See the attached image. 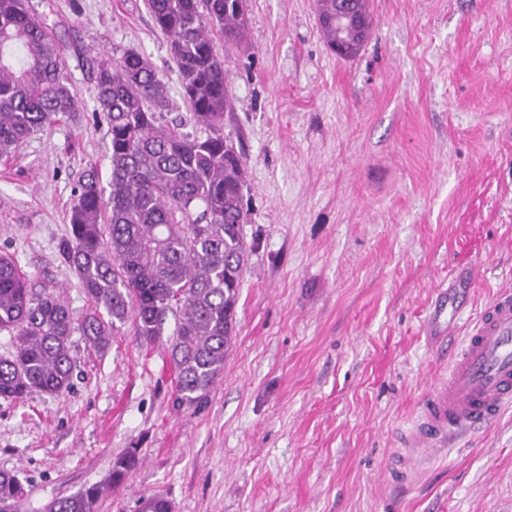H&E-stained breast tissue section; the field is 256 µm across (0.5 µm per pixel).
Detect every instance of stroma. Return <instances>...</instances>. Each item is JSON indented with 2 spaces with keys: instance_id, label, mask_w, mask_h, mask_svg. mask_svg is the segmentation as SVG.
<instances>
[{
  "instance_id": "obj_1",
  "label": "stroma",
  "mask_w": 512,
  "mask_h": 512,
  "mask_svg": "<svg viewBox=\"0 0 512 512\" xmlns=\"http://www.w3.org/2000/svg\"><path fill=\"white\" fill-rule=\"evenodd\" d=\"M80 104L0 157V254L83 316L93 304L58 247L86 170L109 174L93 66L134 50L163 76L162 124L199 134L169 41L144 0H32ZM247 41L219 44L245 163L251 248L224 372L175 400L174 318L152 342L134 320L105 350L71 337L72 386L0 399V472L18 512L140 464L97 512H512V411L420 460L385 465L421 396L483 307L512 285V0H371L356 57L336 56L316 0H248ZM483 276L427 331L436 285ZM139 460L137 450L134 448H131L125 454L116 457L112 463L110 487L121 485L128 473L138 466ZM25 493L26 489L16 474L0 472V512H12L15 503Z\"/></svg>"
}]
</instances>
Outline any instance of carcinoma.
I'll return each instance as SVG.
<instances>
[{
  "label": "carcinoma",
  "instance_id": "1",
  "mask_svg": "<svg viewBox=\"0 0 512 512\" xmlns=\"http://www.w3.org/2000/svg\"><path fill=\"white\" fill-rule=\"evenodd\" d=\"M246 0H146L170 41L184 100L204 135L160 123L166 83L142 54L102 59L93 71L97 111L110 133V174L91 170L60 242L64 262L95 310L76 320L52 293L30 288L16 260L0 254V333L14 351L0 354V399L33 393L59 396L71 387V336L106 348L117 324L133 318L137 335L153 341L166 315L179 311L171 357L180 404L203 399L224 372L235 333L236 307L249 257L244 234L245 161L224 133L231 92L224 41L246 40ZM331 47L355 56L357 26L336 27V0H317ZM72 91L46 15L30 0H0V155L61 116H75ZM107 315H102L99 308ZM139 464L132 448L112 463L110 485H121ZM104 488L94 484L55 499L48 512H94ZM26 493L20 478L0 472V512H13Z\"/></svg>",
  "mask_w": 512,
  "mask_h": 512
}]
</instances>
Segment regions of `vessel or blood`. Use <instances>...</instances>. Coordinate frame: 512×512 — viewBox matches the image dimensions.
Wrapping results in <instances>:
<instances>
[{
    "instance_id": "b4317fda",
    "label": "vessel or blood",
    "mask_w": 512,
    "mask_h": 512,
    "mask_svg": "<svg viewBox=\"0 0 512 512\" xmlns=\"http://www.w3.org/2000/svg\"><path fill=\"white\" fill-rule=\"evenodd\" d=\"M512 408V289H501L448 355V373L423 396L390 462L393 481L411 461L447 449L453 437L481 428Z\"/></svg>"
}]
</instances>
